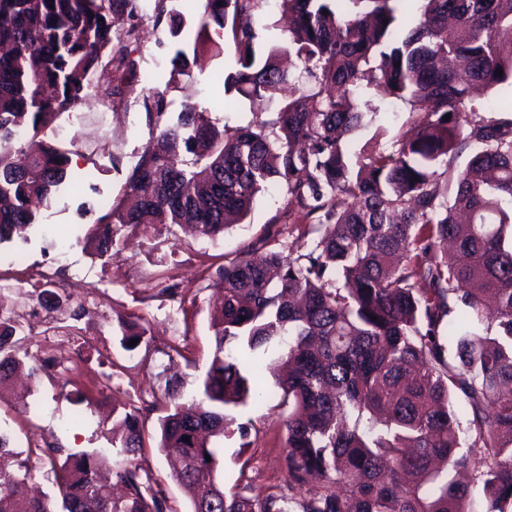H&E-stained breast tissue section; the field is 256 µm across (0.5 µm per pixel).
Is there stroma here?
I'll use <instances>...</instances> for the list:
<instances>
[{"mask_svg":"<svg viewBox=\"0 0 512 512\" xmlns=\"http://www.w3.org/2000/svg\"><path fill=\"white\" fill-rule=\"evenodd\" d=\"M165 6L183 14L181 37L172 38L167 19L158 18L156 0H141L136 79L110 106L91 101L56 121L49 136L55 146L66 149L71 140L79 142L69 177L39 224L24 237L0 244V324L15 327L22 348L34 360L53 355V341L61 335L68 337L73 357L29 392L0 391V427L10 431L18 451L36 444L65 454L100 451L112 461V409L137 408L148 434L141 467L165 490L170 512H191L158 446L166 383L178 375L183 393L193 394L209 366L214 345L210 312L225 254L257 249L277 236L299 245L307 227L295 223L297 206L281 187L272 186L250 217L217 240L170 224L122 229L119 244L101 260L84 247L82 239L100 216L101 201L121 193L152 135L144 96L166 91L175 52L192 42L202 14L201 0H166ZM233 54L229 43L222 56L204 57L192 67L179 89L166 91L169 112L193 103L218 122L236 126L247 124L253 113L268 111L267 103L224 96V71ZM365 95L378 115L353 136L351 149L360 150L379 128L384 131L381 145L391 146L409 117L406 105L370 88ZM123 320L147 330L131 351L120 344ZM174 345L183 347V356L170 357ZM264 384L270 396L263 404L233 411L237 422H249L250 435L244 440L234 433L224 439L226 486L240 483L263 491L283 478L279 390L273 374H265ZM245 441L250 462L243 469L235 458Z\"/></svg>","mask_w":512,"mask_h":512,"instance_id":"stroma-1","label":"stroma"}]
</instances>
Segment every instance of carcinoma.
Masks as SVG:
<instances>
[{"label": "carcinoma", "instance_id": "obj_1", "mask_svg": "<svg viewBox=\"0 0 512 512\" xmlns=\"http://www.w3.org/2000/svg\"><path fill=\"white\" fill-rule=\"evenodd\" d=\"M260 2L203 0L166 89L190 75V55L230 41L224 94L273 102L274 118L220 126L194 104L171 116L164 92L144 97L157 133L85 234L101 257L128 226L189 224L215 239L272 184L313 224L310 242L236 252L219 271L202 387L186 401L169 381L159 419L172 476L191 512H512V120H487L469 99L475 85L512 89V0H417L405 27L407 0H280L288 36L259 55ZM114 14L132 20L122 37ZM136 16L137 0H0V244L38 223L66 181L68 152L47 130L87 100L93 72L104 64L117 81L97 91L103 105L134 76ZM365 84L415 118L391 148L378 129L352 153L373 112ZM12 337L0 327V388L24 367L42 372ZM265 369L287 411L286 494L220 478L226 407L261 401ZM237 431L248 437V424ZM113 435L125 495L114 499L99 455L52 458L62 512H167L137 463L139 411ZM30 478L27 465L0 468V512H53L46 493L17 495Z\"/></svg>", "mask_w": 512, "mask_h": 512}]
</instances>
